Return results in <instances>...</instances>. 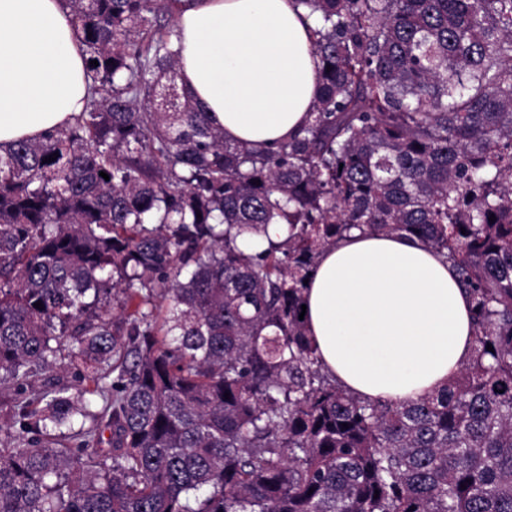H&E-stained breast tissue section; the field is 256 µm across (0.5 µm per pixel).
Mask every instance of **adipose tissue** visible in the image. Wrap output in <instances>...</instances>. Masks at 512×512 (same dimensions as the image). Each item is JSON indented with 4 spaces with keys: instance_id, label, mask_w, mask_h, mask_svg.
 I'll list each match as a JSON object with an SVG mask.
<instances>
[{
    "instance_id": "ef3b65f1",
    "label": "adipose tissue",
    "mask_w": 512,
    "mask_h": 512,
    "mask_svg": "<svg viewBox=\"0 0 512 512\" xmlns=\"http://www.w3.org/2000/svg\"><path fill=\"white\" fill-rule=\"evenodd\" d=\"M314 28L294 0H184L180 81L226 140L272 146L308 120ZM86 97L83 46L61 0H0V146L65 127ZM304 297L324 370L354 395L416 400L472 356L470 299L418 240L352 232L320 254Z\"/></svg>"
}]
</instances>
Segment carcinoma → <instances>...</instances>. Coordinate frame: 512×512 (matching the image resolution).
Masks as SVG:
<instances>
[{
    "instance_id": "carcinoma-1",
    "label": "carcinoma",
    "mask_w": 512,
    "mask_h": 512,
    "mask_svg": "<svg viewBox=\"0 0 512 512\" xmlns=\"http://www.w3.org/2000/svg\"><path fill=\"white\" fill-rule=\"evenodd\" d=\"M65 2L91 97L0 153V512H512V0H296L317 96L268 148L179 85V0ZM353 230L418 238L470 296L434 395L322 370L304 280Z\"/></svg>"
}]
</instances>
